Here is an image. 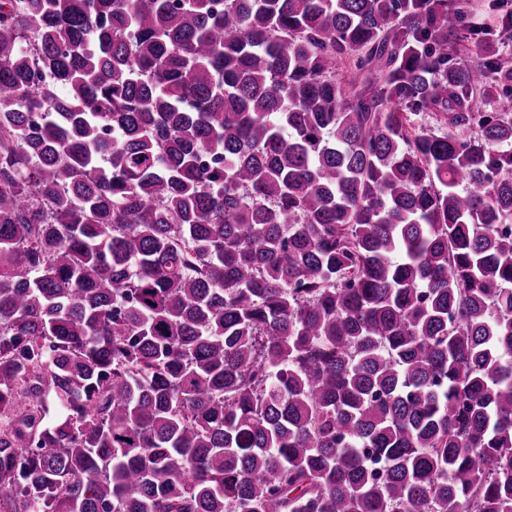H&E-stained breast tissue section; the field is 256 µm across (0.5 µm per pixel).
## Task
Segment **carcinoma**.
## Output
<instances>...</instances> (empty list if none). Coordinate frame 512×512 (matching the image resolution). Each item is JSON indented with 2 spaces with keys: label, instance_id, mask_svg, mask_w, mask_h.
<instances>
[{
  "label": "carcinoma",
  "instance_id": "obj_1",
  "mask_svg": "<svg viewBox=\"0 0 512 512\" xmlns=\"http://www.w3.org/2000/svg\"><path fill=\"white\" fill-rule=\"evenodd\" d=\"M487 9L0 0L3 512H512Z\"/></svg>",
  "mask_w": 512,
  "mask_h": 512
}]
</instances>
